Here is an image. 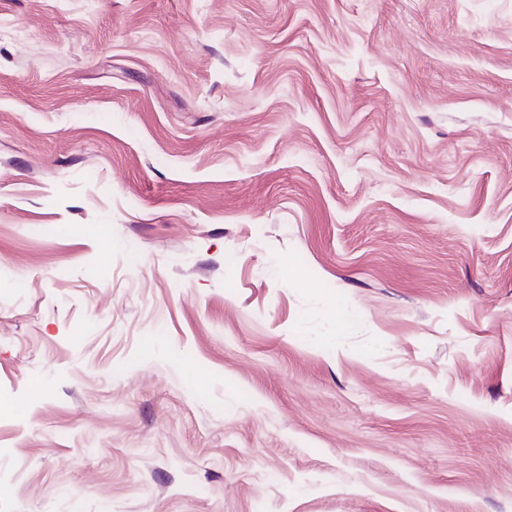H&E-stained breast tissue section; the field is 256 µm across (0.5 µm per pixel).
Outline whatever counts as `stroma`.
I'll list each match as a JSON object with an SVG mask.
<instances>
[{"instance_id": "1", "label": "stroma", "mask_w": 512, "mask_h": 512, "mask_svg": "<svg viewBox=\"0 0 512 512\" xmlns=\"http://www.w3.org/2000/svg\"><path fill=\"white\" fill-rule=\"evenodd\" d=\"M0 512H512V0H0Z\"/></svg>"}]
</instances>
